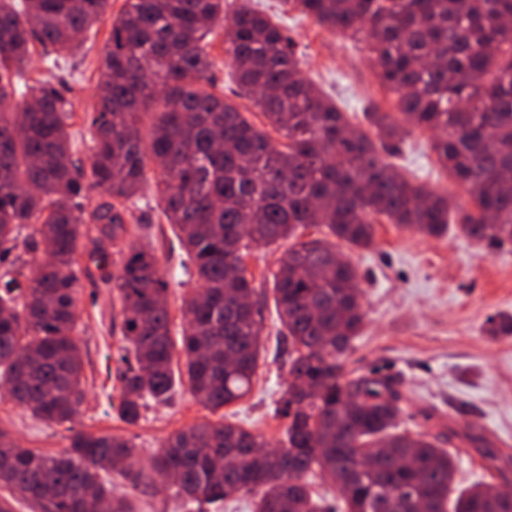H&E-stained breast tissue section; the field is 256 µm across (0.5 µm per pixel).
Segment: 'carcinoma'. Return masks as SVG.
I'll list each match as a JSON object with an SVG mask.
<instances>
[{
    "mask_svg": "<svg viewBox=\"0 0 512 512\" xmlns=\"http://www.w3.org/2000/svg\"><path fill=\"white\" fill-rule=\"evenodd\" d=\"M109 0H0V266L14 274L0 291V382L35 418L72 422L85 398L77 322L79 242L99 261L128 233L127 202L155 173L167 221L192 261L198 292L185 294L179 340L170 329L168 283L157 258L130 247L116 289L125 354L118 411L136 423L150 401L169 398L175 378L217 411L244 398L256 374L262 317L244 250L290 241L273 275L274 305L288 341L291 379L273 415L286 420L282 446L233 423L189 427L151 460L120 436L69 428V446L49 455L0 431V512L19 497L33 512H136L104 475L170 487L197 512L232 493L254 512H324L308 475L337 486L344 512H512L492 484L453 494L455 460L442 435L399 430L403 394L379 372H345L364 324L356 269L326 236L353 247L374 242L382 219L431 237L449 217L488 246L512 243V0H288L320 26L364 42L393 111L367 112L378 139L353 126L301 77L284 30L241 0H126L112 19L91 113L89 168L71 157V104L49 81L25 80L32 42L64 57L106 12ZM224 23V53L241 94L285 142L251 123L232 100L206 89L214 61L208 38ZM157 114L144 142L136 118ZM415 130L434 135L441 168L471 207L408 181L382 153ZM110 201L87 211L90 188ZM32 227L33 250L16 254ZM326 229L304 238L303 231ZM25 282H20L19 278ZM512 334V315L489 319ZM183 368L174 369V360ZM501 480L509 460L483 454Z\"/></svg>",
    "mask_w": 512,
    "mask_h": 512,
    "instance_id": "carcinoma-1",
    "label": "carcinoma"
}]
</instances>
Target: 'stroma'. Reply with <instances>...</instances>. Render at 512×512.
I'll list each match as a JSON object with an SVG mask.
<instances>
[{
	"mask_svg": "<svg viewBox=\"0 0 512 512\" xmlns=\"http://www.w3.org/2000/svg\"><path fill=\"white\" fill-rule=\"evenodd\" d=\"M126 0H110L102 20L86 35L82 49L54 63L41 44H34L26 76L62 81L72 101V157L88 164L91 135L86 114L100 79L113 16ZM253 6L286 28L295 43L303 76L346 112L352 123L362 120L368 100L391 110L394 94L381 87L373 62L362 43L319 26L312 18L284 6L281 0H253ZM428 133L416 131L388 157L400 173L436 191L450 192L468 206L466 190L447 175L430 149ZM153 183L132 198L133 213L125 246L152 251L169 284L171 330L180 333V297L197 286L185 275L186 256L175 229L168 224ZM336 250L356 268L363 292L364 327L350 345L347 372L360 375L378 369L394 379L404 400L402 425L415 431L447 433L469 427L486 436L495 448L512 455V336H492L486 320L512 314V245L491 249L456 231L436 238L413 234L382 222L367 249L337 242ZM94 247L82 243L78 323L74 333L84 359L85 402L73 424L33 418L0 392V430L26 448L57 455L68 446L70 427L130 439L141 459H148L169 435L206 422L225 420L278 443L283 420L272 409L288 378V346L277 337L279 326L271 299L273 274L280 250L254 246L245 258L253 276L256 300L263 309V342L253 388L244 399L211 411L187 385L177 384L169 403L150 404L138 424L118 414V351L122 347L121 304L113 288L120 269L112 254L108 274L95 271ZM112 483L130 497L140 512H195L183 506L173 490L151 484L130 485L120 475Z\"/></svg>",
	"mask_w": 512,
	"mask_h": 512,
	"instance_id": "35a3bbf8",
	"label": "stroma"
}]
</instances>
